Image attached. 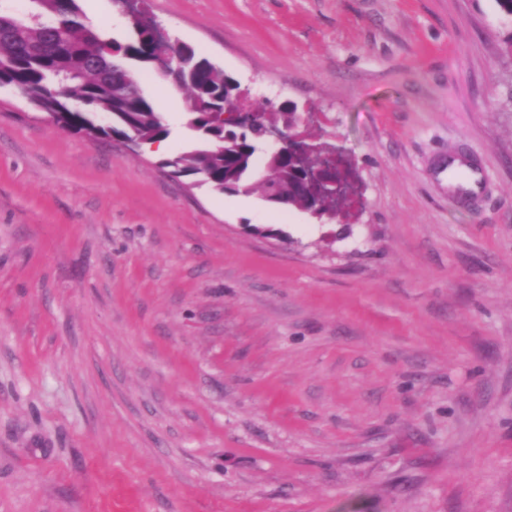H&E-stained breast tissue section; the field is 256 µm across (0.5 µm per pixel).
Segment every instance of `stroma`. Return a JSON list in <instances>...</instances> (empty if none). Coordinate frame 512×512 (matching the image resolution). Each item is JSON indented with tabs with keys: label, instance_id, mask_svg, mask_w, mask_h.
<instances>
[{
	"label": "stroma",
	"instance_id": "stroma-1",
	"mask_svg": "<svg viewBox=\"0 0 512 512\" xmlns=\"http://www.w3.org/2000/svg\"><path fill=\"white\" fill-rule=\"evenodd\" d=\"M341 146L333 221L0 88V512H512V19L495 0H140ZM125 41L115 0H81ZM134 75L184 148L186 97ZM477 156L487 194L437 166ZM272 228L269 236L252 226Z\"/></svg>",
	"mask_w": 512,
	"mask_h": 512
}]
</instances>
